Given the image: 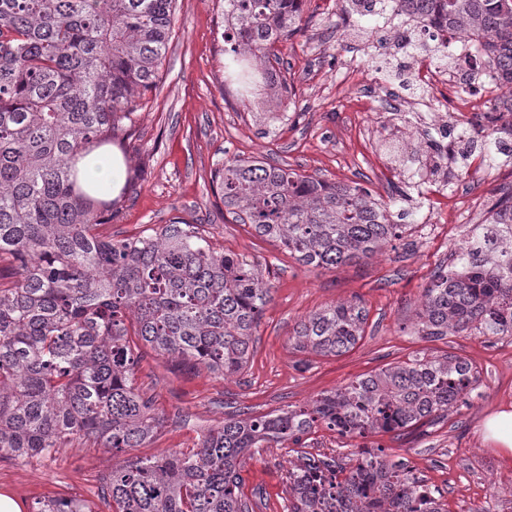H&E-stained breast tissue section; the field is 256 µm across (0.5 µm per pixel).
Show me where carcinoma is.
Instances as JSON below:
<instances>
[{"label": "carcinoma", "mask_w": 512, "mask_h": 512, "mask_svg": "<svg viewBox=\"0 0 512 512\" xmlns=\"http://www.w3.org/2000/svg\"><path fill=\"white\" fill-rule=\"evenodd\" d=\"M175 0H0V458L50 454L75 440L112 453L142 448L160 425L136 384L143 343L171 360L224 376L247 364L271 283L255 262L213 249L198 225L175 218L148 233L95 232L132 189L100 198L80 178L92 153L129 135L156 87ZM303 0H224V71L244 85L271 69L270 49L295 33ZM422 20L476 38L485 64L512 85V0H393ZM512 135V121L472 134ZM455 142L427 136L415 155L431 172ZM237 224L280 242L305 265L369 257L409 230L358 184L302 176L260 158L226 157L215 172ZM359 302L302 320L296 347L338 356L363 336ZM441 339L512 336V195L434 270L414 324ZM456 356L420 357L357 378L305 406L228 418L196 448L129 457L106 476L112 512H249L239 496L252 448L302 444L319 425L342 436L403 432L448 413L475 389ZM344 468L303 455L288 470V512H444L403 462L360 450ZM34 512H93L77 497H48Z\"/></svg>", "instance_id": "cac0c4a2"}]
</instances>
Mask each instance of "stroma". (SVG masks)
Listing matches in <instances>:
<instances>
[{
  "instance_id": "1",
  "label": "stroma",
  "mask_w": 512,
  "mask_h": 512,
  "mask_svg": "<svg viewBox=\"0 0 512 512\" xmlns=\"http://www.w3.org/2000/svg\"><path fill=\"white\" fill-rule=\"evenodd\" d=\"M346 0H305L299 32L278 43L274 67L281 83V115L259 120L253 108L224 88V27L220 0H176L174 24L158 86L134 118L131 136L113 149L136 190L102 234L128 237L177 218L202 225L214 248L243 254L275 273L248 362L241 373L218 377L190 363L158 356L131 337L140 360L138 386L153 399L163 425L131 456L163 457L195 447L238 409L267 414L302 405L356 378L417 356L451 354L479 374L467 403L439 421L400 435L379 433L364 446L383 449L430 488L445 512H512V460L483 439L485 418L512 409V336L415 335L428 276L484 224L486 208L512 188V159L497 156L495 185L483 181L484 146L462 137L479 106L455 89L416 78L413 59L392 44L393 21L345 13ZM453 108L452 136L466 158L446 180L400 162L391 135H405L426 115L425 100ZM263 157L297 172L342 184L358 183L379 199L394 198V222L409 232L373 257L336 268L305 266L278 242L234 223L213 181L225 156ZM359 299L367 312L364 335L340 356L296 348L293 330L326 306ZM297 446L263 448L242 459L240 493L253 512H286L288 470ZM117 459L110 449L76 441L47 456L0 459V492L32 512L45 497L76 496L93 512H111L99 495Z\"/></svg>"
}]
</instances>
